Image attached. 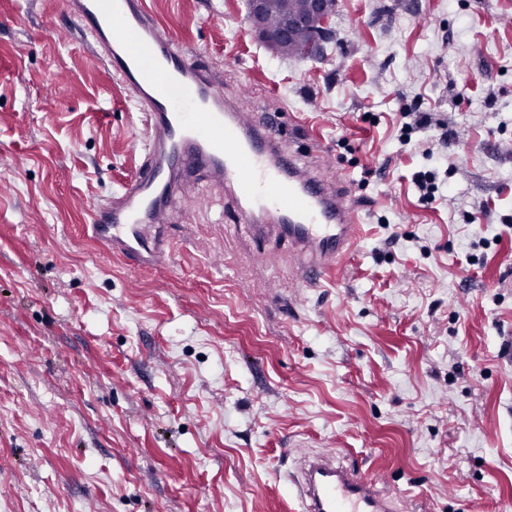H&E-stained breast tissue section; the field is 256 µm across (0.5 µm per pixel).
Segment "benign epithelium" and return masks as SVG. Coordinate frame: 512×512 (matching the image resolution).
Here are the masks:
<instances>
[{"label": "benign epithelium", "instance_id": "1", "mask_svg": "<svg viewBox=\"0 0 512 512\" xmlns=\"http://www.w3.org/2000/svg\"><path fill=\"white\" fill-rule=\"evenodd\" d=\"M306 10L296 12L288 8V0H247L248 21L254 37L276 54L288 50L296 36L306 32L309 37L307 47L299 50L303 55L318 46L330 34L328 22L336 16L340 0H306ZM278 13L279 24L268 26L270 14Z\"/></svg>", "mask_w": 512, "mask_h": 512}]
</instances>
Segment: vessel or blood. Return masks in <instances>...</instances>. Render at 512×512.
I'll return each mask as SVG.
<instances>
[{
  "mask_svg": "<svg viewBox=\"0 0 512 512\" xmlns=\"http://www.w3.org/2000/svg\"><path fill=\"white\" fill-rule=\"evenodd\" d=\"M69 5L87 50L127 90L144 126L131 142L142 155L136 174L89 212L94 238L134 266L166 268L175 244L162 226L173 200L188 195L202 172L216 189H229L237 221L255 241L287 235L294 251L288 265L252 250L251 266L287 269L313 287L354 250L360 209L343 185L300 167L269 125L225 97L219 73L158 24L147 0ZM299 499L301 512H396L395 500L372 480L327 455L309 463Z\"/></svg>",
  "mask_w": 512,
  "mask_h": 512,
  "instance_id": "1",
  "label": "vessel or blood"
}]
</instances>
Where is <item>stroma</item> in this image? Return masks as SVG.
<instances>
[{
  "instance_id": "obj_1",
  "label": "stroma",
  "mask_w": 512,
  "mask_h": 512,
  "mask_svg": "<svg viewBox=\"0 0 512 512\" xmlns=\"http://www.w3.org/2000/svg\"><path fill=\"white\" fill-rule=\"evenodd\" d=\"M151 3L346 181L357 244L271 297V271L211 266L252 242L201 175L166 269L112 255L87 206L134 176L140 114L66 0H0V512H293L295 448L415 512H512V0H341L303 59L246 0ZM413 182L420 193L421 201L428 204L436 201L439 185L436 182L434 173L430 171L418 172L413 177Z\"/></svg>"
}]
</instances>
